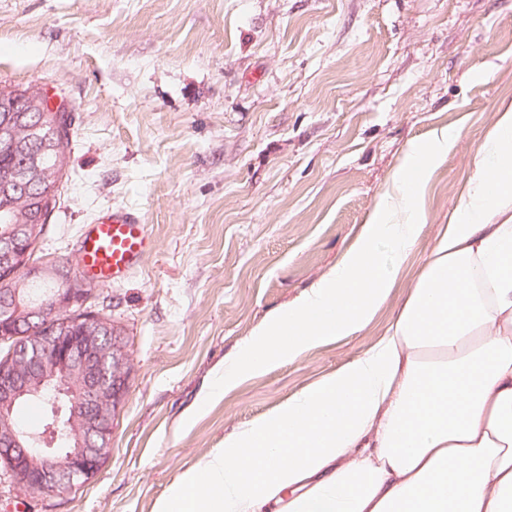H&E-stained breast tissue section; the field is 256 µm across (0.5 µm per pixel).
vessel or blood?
<instances>
[{
  "label": "vessel or blood",
  "instance_id": "1",
  "mask_svg": "<svg viewBox=\"0 0 512 512\" xmlns=\"http://www.w3.org/2000/svg\"><path fill=\"white\" fill-rule=\"evenodd\" d=\"M153 249V241L140 218L117 208L87 225L77 265L83 275L109 285L126 277Z\"/></svg>",
  "mask_w": 512,
  "mask_h": 512
}]
</instances>
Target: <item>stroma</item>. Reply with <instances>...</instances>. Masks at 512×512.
<instances>
[{
  "instance_id": "1",
  "label": "stroma",
  "mask_w": 512,
  "mask_h": 512,
  "mask_svg": "<svg viewBox=\"0 0 512 512\" xmlns=\"http://www.w3.org/2000/svg\"><path fill=\"white\" fill-rule=\"evenodd\" d=\"M34 80L73 129L34 261L74 269L83 226L121 207L154 249L85 303L130 355L111 455L63 495L0 469V512H155L226 438L397 319L512 102V0H0V86ZM442 127L458 143L372 320L200 406L225 360L335 268L409 147Z\"/></svg>"
}]
</instances>
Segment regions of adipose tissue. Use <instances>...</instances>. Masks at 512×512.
<instances>
[{
	"label": "adipose tissue",
	"instance_id": "adipose-tissue-1",
	"mask_svg": "<svg viewBox=\"0 0 512 512\" xmlns=\"http://www.w3.org/2000/svg\"><path fill=\"white\" fill-rule=\"evenodd\" d=\"M386 336L156 512H512V104Z\"/></svg>",
	"mask_w": 512,
	"mask_h": 512
}]
</instances>
